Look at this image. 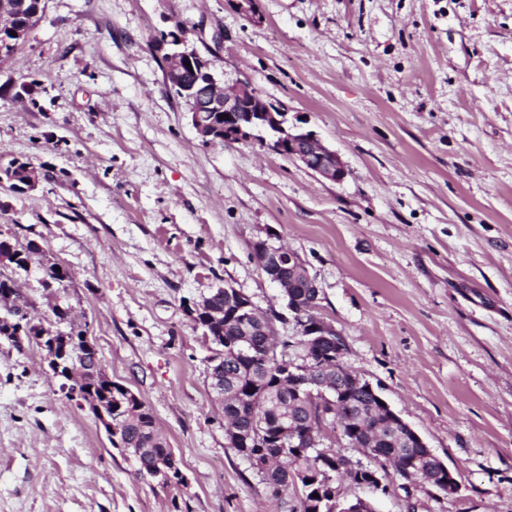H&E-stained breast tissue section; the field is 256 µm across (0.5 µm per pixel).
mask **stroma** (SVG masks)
<instances>
[{
  "label": "stroma",
  "mask_w": 512,
  "mask_h": 512,
  "mask_svg": "<svg viewBox=\"0 0 512 512\" xmlns=\"http://www.w3.org/2000/svg\"><path fill=\"white\" fill-rule=\"evenodd\" d=\"M222 42L198 38V24ZM185 29L220 85L250 82L349 171L334 183L266 137L203 141L152 46ZM36 83L33 95L23 85ZM0 233L40 253L12 277L88 325L101 366L153 412L185 478L143 477L32 343L0 340V512H290L231 448L214 346L188 305L230 285L299 328L255 242L297 251L346 366L458 473L453 497L377 470L376 512H512V0H47L0 62ZM70 274L45 287L49 266ZM33 170L34 168L30 163L13 160L11 164L4 169V171H1L0 169V180L3 177L7 182H10L11 187L15 189H24L25 185L28 183L26 189L33 191L38 188L41 182V178L38 173L30 179V174Z\"/></svg>",
  "instance_id": "stroma-1"
}]
</instances>
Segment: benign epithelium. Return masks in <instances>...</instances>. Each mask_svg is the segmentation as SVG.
<instances>
[{
    "instance_id": "1",
    "label": "benign epithelium",
    "mask_w": 512,
    "mask_h": 512,
    "mask_svg": "<svg viewBox=\"0 0 512 512\" xmlns=\"http://www.w3.org/2000/svg\"><path fill=\"white\" fill-rule=\"evenodd\" d=\"M185 34L176 29L166 36L164 40L156 43L155 48L164 53L168 61L165 79L168 85L182 88L188 95L191 122L200 138L205 142L216 139L213 113H224V140H247L253 137V132H264L272 138V147L284 156L300 161L309 170L321 178L331 182H341L349 174L348 169L335 151L326 147L311 131L302 130L297 124H288V113L276 105L265 101L254 87L248 82H241L235 87L226 90L219 87L217 80L209 71V66L199 68L193 82L186 80L188 65L202 61L195 50L184 47ZM260 268L270 271L268 278L279 289L280 295L286 297L289 287L286 281L271 273L274 268H288V277L294 281L300 279L314 289V295H320L315 280L309 275L306 263L301 255L288 248L275 247L266 242L255 251ZM230 300L234 302L235 316L245 322L253 316L258 306L252 298L243 291L227 286L224 288ZM309 334L319 342H329L332 349L327 352V360L320 369L316 370L307 363L292 362L288 364L284 375L288 377L289 386L299 397L320 398V403L327 406L328 414L333 415L344 408V403L337 396V383L339 379L348 375L359 385H366L370 391H375L373 385L344 366L346 344L333 339L336 330L324 322L308 326ZM84 350L87 354L82 356L84 373L88 380H95L101 373L95 345L90 337H84ZM49 359V365L55 375L71 374L69 365L70 352L67 347H60L56 341L44 346ZM380 403L389 413L390 417L400 423L403 429L413 438L416 447L421 449L422 456L431 459L436 464V470L429 484L448 496L457 494L460 484L452 475L448 466L440 460L426 445L421 436L395 413L385 400ZM96 413L100 426L104 429L108 439H114L118 432L120 420L112 419V415L103 411L97 404L90 405ZM227 440L233 441L242 453L250 458L255 469L262 468L259 454L251 449L259 445V437L252 430L232 429L226 433ZM324 512H371L373 507L363 498L349 500L340 489L332 491L329 500L323 506Z\"/></svg>"
}]
</instances>
